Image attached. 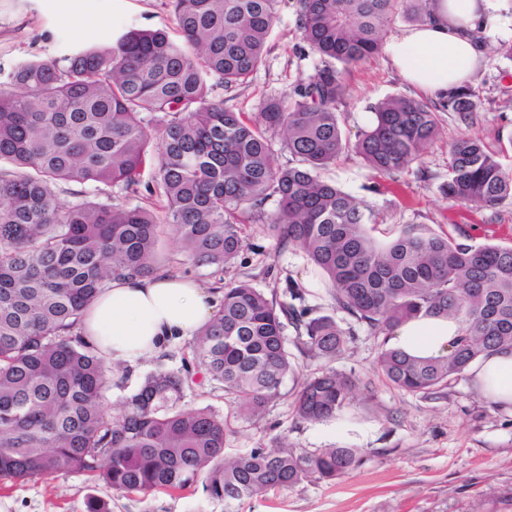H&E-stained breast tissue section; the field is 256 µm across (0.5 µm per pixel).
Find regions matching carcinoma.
I'll return each instance as SVG.
<instances>
[{
  "label": "carcinoma",
  "mask_w": 512,
  "mask_h": 512,
  "mask_svg": "<svg viewBox=\"0 0 512 512\" xmlns=\"http://www.w3.org/2000/svg\"><path fill=\"white\" fill-rule=\"evenodd\" d=\"M281 2L169 0L181 40L133 28L110 47L23 62L0 90L1 481L89 472L144 496L199 482L234 512L244 498L333 480L360 462L357 448L286 444L228 456L230 420L183 403L202 372L234 398L237 416L261 418L296 373L292 344L320 363L302 378L295 416L319 423L350 407L354 384L330 363L355 330L311 315L295 284L286 301L245 281L225 286L191 359L146 375L113 412L104 399L111 367L80 332L83 311L113 279L157 272L165 228L193 266L222 268L244 252V218L264 214L272 196L278 208L264 228L327 278L336 309L382 337L377 366L401 391L439 397L476 360L512 350V246L471 244L426 224L380 239L372 212L321 176L349 149L388 176L421 162L439 130L426 103H376L352 146L337 104L342 74L379 51L397 15L425 22L428 0H292L320 65L289 99L263 102L254 122L213 93L244 84L262 64ZM439 98L463 122L477 112L465 85ZM278 130L292 156L286 166L277 163ZM448 154L446 197L475 208L512 198V172L482 140L462 136ZM148 166L146 190L163 198V210L114 202V188L138 193ZM72 184L93 194L60 202ZM412 319H452L459 333L433 357L388 345Z\"/></svg>",
  "instance_id": "1"
}]
</instances>
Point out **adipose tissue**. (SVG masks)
Segmentation results:
<instances>
[{"label": "adipose tissue", "mask_w": 512, "mask_h": 512, "mask_svg": "<svg viewBox=\"0 0 512 512\" xmlns=\"http://www.w3.org/2000/svg\"><path fill=\"white\" fill-rule=\"evenodd\" d=\"M497 0H429L430 18L387 44L393 67L414 88L436 93L469 81L481 66L478 31L495 19ZM214 296L193 281L157 275L112 280L85 311L82 335L107 361L135 364L158 354L170 339L195 335L213 315ZM459 332L451 320L410 321L394 344L409 353H442ZM472 385L500 405H512V351L475 362Z\"/></svg>", "instance_id": "obj_1"}]
</instances>
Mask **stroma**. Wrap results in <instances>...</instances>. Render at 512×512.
I'll return each mask as SVG.
<instances>
[{"label":"stroma","mask_w":512,"mask_h":512,"mask_svg":"<svg viewBox=\"0 0 512 512\" xmlns=\"http://www.w3.org/2000/svg\"><path fill=\"white\" fill-rule=\"evenodd\" d=\"M131 27L164 28L177 36L168 0H0V89L13 69L29 59H53L87 47H107ZM302 41L291 6L280 8L263 65L248 82L221 91L227 107L255 117L262 102L289 98L294 84L311 74L319 59L301 52ZM345 96L338 109L349 141L368 130L372 107L390 95L438 106L436 95L411 87L392 67L386 52L345 72ZM470 84L482 102L474 125L440 111L439 134L421 164L397 177L377 174L354 152H345L323 170L325 180L361 200L374 214L377 235L400 224H426L436 232L466 234L473 243L512 245V199L473 210L446 198L440 186L448 175V146L456 138L479 135L491 148L512 136V61L487 53ZM264 218H250L243 230L248 244L235 264L195 267L172 244L160 255L162 272L197 282L223 297L226 284L245 280L265 294L283 295L289 283L304 290L314 314H332L355 329L347 350L333 367L353 379V406L323 423L296 418L298 389L286 378L281 397L259 421L232 420L225 447L230 456L276 441L305 450L358 448L360 463L330 481L305 482L272 490L235 504V512H512V406L480 394L469 378L452 383L443 398L426 401L393 386L379 370V341L366 327L335 310L324 278L298 249L284 248L266 235ZM191 339L171 342L159 355L131 367L121 382L110 381L105 403L115 408L159 368L177 369ZM224 512L201 487L150 496L113 491L87 474L53 480L0 482V512Z\"/></svg>","instance_id":"stroma-1"}]
</instances>
